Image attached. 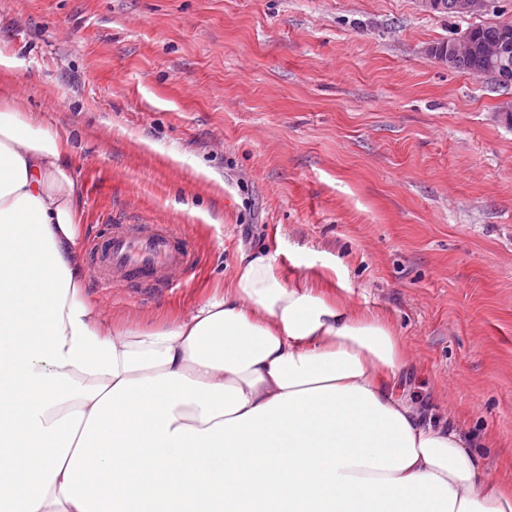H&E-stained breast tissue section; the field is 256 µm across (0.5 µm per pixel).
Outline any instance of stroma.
<instances>
[{
	"label": "stroma",
	"mask_w": 512,
	"mask_h": 512,
	"mask_svg": "<svg viewBox=\"0 0 512 512\" xmlns=\"http://www.w3.org/2000/svg\"><path fill=\"white\" fill-rule=\"evenodd\" d=\"M512 20L418 0H0V98L69 135L84 238L133 218L185 232L186 284L86 296L145 325L269 251L285 284L343 290L414 355L402 388L464 411L512 478V86L430 45Z\"/></svg>",
	"instance_id": "1"
}]
</instances>
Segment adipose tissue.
Returning <instances> with one entry per match:
<instances>
[{"label":"adipose tissue","mask_w":512,"mask_h":512,"mask_svg":"<svg viewBox=\"0 0 512 512\" xmlns=\"http://www.w3.org/2000/svg\"><path fill=\"white\" fill-rule=\"evenodd\" d=\"M73 151L0 100V512H512L393 324L268 253L147 326L87 300Z\"/></svg>","instance_id":"obj_1"}]
</instances>
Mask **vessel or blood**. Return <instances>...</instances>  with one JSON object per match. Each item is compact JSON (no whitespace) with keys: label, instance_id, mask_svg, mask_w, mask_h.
I'll list each match as a JSON object with an SVG mask.
<instances>
[{"label":"vessel or blood","instance_id":"vessel-or-blood-1","mask_svg":"<svg viewBox=\"0 0 512 512\" xmlns=\"http://www.w3.org/2000/svg\"><path fill=\"white\" fill-rule=\"evenodd\" d=\"M90 253L103 274L121 272L129 294L178 287L197 262L186 234L165 224L112 225L93 238Z\"/></svg>","mask_w":512,"mask_h":512}]
</instances>
